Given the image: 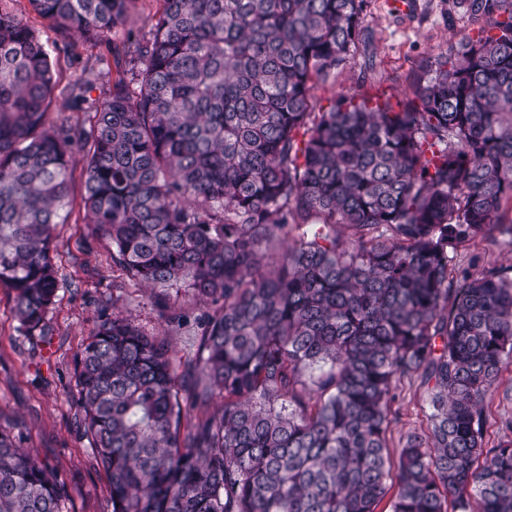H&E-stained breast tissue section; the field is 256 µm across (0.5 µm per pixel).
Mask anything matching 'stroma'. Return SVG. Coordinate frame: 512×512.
<instances>
[{"mask_svg": "<svg viewBox=\"0 0 512 512\" xmlns=\"http://www.w3.org/2000/svg\"><path fill=\"white\" fill-rule=\"evenodd\" d=\"M365 26L370 41L352 48L344 64L317 84V103L353 93L408 97L422 70L447 51L461 34L480 27L456 0H409L398 10L395 0H366ZM77 58L52 52L59 87L77 81L84 69L111 81L115 70L107 41L79 44ZM82 165L72 171L66 223L57 225L54 261L60 289L47 312L48 333L25 335L14 315L11 293L0 288V428L49 463L66 488L67 512H112L106 476L98 467L82 414L75 402L76 358L102 315L113 306L127 309L146 330L164 322L149 290L127 280L112 262V246L84 220ZM454 265L472 272L488 266H512V242L498 235L458 248ZM400 416L391 427V448L425 422L428 406L418 385L405 388Z\"/></svg>", "mask_w": 512, "mask_h": 512, "instance_id": "35a3bbf8", "label": "stroma"}]
</instances>
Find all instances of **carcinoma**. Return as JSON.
<instances>
[{"label":"carcinoma","instance_id":"carcinoma-1","mask_svg":"<svg viewBox=\"0 0 512 512\" xmlns=\"http://www.w3.org/2000/svg\"><path fill=\"white\" fill-rule=\"evenodd\" d=\"M0 0V286L28 334L57 297L52 257L71 173L113 263L167 330L118 307L76 360V403L112 512H512V439L485 440L512 361V267L455 272L450 253L507 232L512 0L419 76L413 97L317 82L365 36V0H27L64 38H106L116 68L72 84L51 124L50 52ZM206 309L198 352L169 290ZM426 424L398 458L403 385ZM65 487L0 428V512H64ZM178 303L183 305L187 310L190 321L188 325L184 326L177 332L172 333L171 342L174 348L178 351V356L194 355L198 348V337L196 319L200 317L204 309L195 306L189 302L188 297L184 296V291H180ZM424 390L418 383L406 385L402 399L396 404L400 408L399 420L391 427V451L397 459L400 442L409 431L425 423L428 406Z\"/></svg>","mask_w":512,"mask_h":512}]
</instances>
